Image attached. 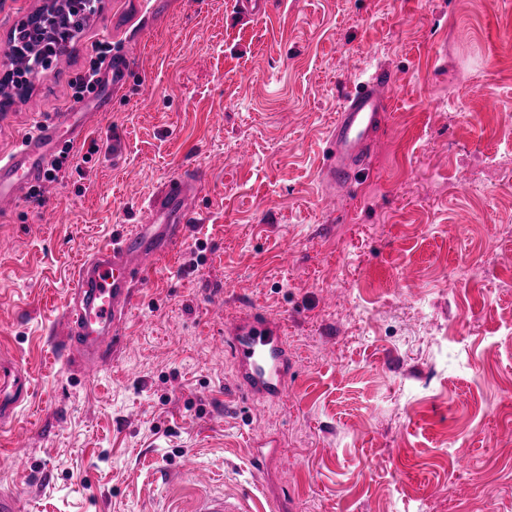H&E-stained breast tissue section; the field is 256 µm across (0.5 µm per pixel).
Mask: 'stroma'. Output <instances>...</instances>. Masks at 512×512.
<instances>
[{
	"instance_id": "35a3bbf8",
	"label": "stroma",
	"mask_w": 512,
	"mask_h": 512,
	"mask_svg": "<svg viewBox=\"0 0 512 512\" xmlns=\"http://www.w3.org/2000/svg\"><path fill=\"white\" fill-rule=\"evenodd\" d=\"M42 3L0 0V72ZM98 40L134 44L126 87L55 180L0 213V362L31 383L0 427V491L22 512H192L209 493L512 512V0H272L257 18L234 0H96L63 64L0 117V155L74 108ZM376 65L388 123L333 202L324 140ZM187 168L206 172L201 221L138 287L126 348L90 375L63 363L80 264ZM254 309L292 352L278 402L225 394L219 339ZM257 425L275 467L252 460Z\"/></svg>"
}]
</instances>
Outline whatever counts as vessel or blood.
<instances>
[{"label":"vessel or blood","mask_w":512,"mask_h":512,"mask_svg":"<svg viewBox=\"0 0 512 512\" xmlns=\"http://www.w3.org/2000/svg\"><path fill=\"white\" fill-rule=\"evenodd\" d=\"M132 67L130 51L112 54V92L124 88ZM391 78L373 68L345 93L325 139L322 178L331 186L351 184L364 171L391 99ZM89 113L58 112L37 122L8 155L0 156V211L28 197L45 174L48 156L66 139L85 133ZM202 181L201 172L178 174L165 181L150 204V218L122 233L85 260L74 283L73 303L66 313L68 357L92 369L102 368L110 346L122 344V326L133 288L145 283L164 252L185 239L195 221L188 204ZM234 355V392L253 399L278 401L286 397L292 369L288 344L279 326L263 312L253 311L224 336ZM28 393V378L17 365L0 369V421L8 422ZM251 445L265 463L278 457L276 440L262 429L253 431Z\"/></svg>","instance_id":"vessel-or-blood-1"}]
</instances>
